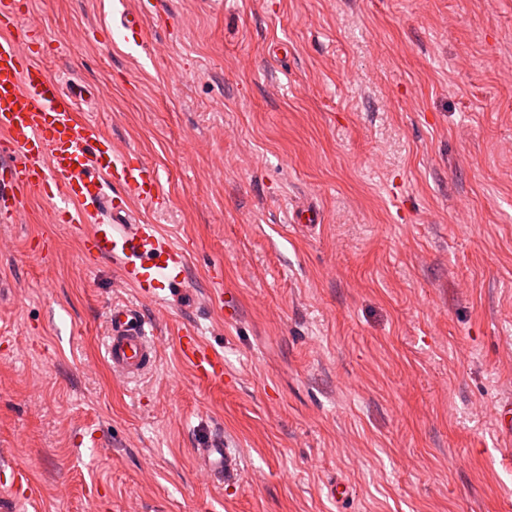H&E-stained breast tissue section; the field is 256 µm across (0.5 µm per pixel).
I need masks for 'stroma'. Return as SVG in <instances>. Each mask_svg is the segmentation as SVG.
I'll use <instances>...</instances> for the list:
<instances>
[{
  "instance_id": "obj_1",
  "label": "stroma",
  "mask_w": 512,
  "mask_h": 512,
  "mask_svg": "<svg viewBox=\"0 0 512 512\" xmlns=\"http://www.w3.org/2000/svg\"><path fill=\"white\" fill-rule=\"evenodd\" d=\"M31 0L51 75L94 87L115 146L161 175L189 283L150 310L156 369L115 379L132 300L49 221L0 223V512H512V0ZM311 207V227L294 212ZM222 265L224 296L208 300ZM200 326L234 387L171 341ZM223 431L238 485L197 470ZM349 485L339 504L327 484ZM142 17L143 12L124 10L121 13V28L124 31V40L131 41L137 45L142 39Z\"/></svg>"
}]
</instances>
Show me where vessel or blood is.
<instances>
[{"label":"vessel or blood","mask_w":512,"mask_h":512,"mask_svg":"<svg viewBox=\"0 0 512 512\" xmlns=\"http://www.w3.org/2000/svg\"><path fill=\"white\" fill-rule=\"evenodd\" d=\"M28 0H0V222L18 224L34 195L56 198L54 223L77 234L85 256L108 260L131 288V302H116L107 315L106 360L114 377L134 383L156 366L160 338L145 306H166L188 283L185 245L160 225L133 218V202L152 210L168 199L156 169L135 154L115 148L91 120L80 119L78 98L93 99L51 79L42 59L51 40L23 26ZM142 12L123 11L124 39L140 42ZM174 343L194 381L203 387L234 384L224 366L223 348L199 328L177 327ZM198 470L212 483L234 485L240 457L222 433L202 438L195 450Z\"/></svg>","instance_id":"vessel-or-blood-1"}]
</instances>
